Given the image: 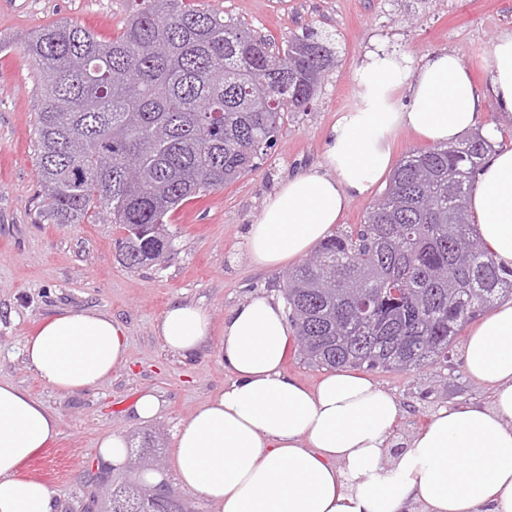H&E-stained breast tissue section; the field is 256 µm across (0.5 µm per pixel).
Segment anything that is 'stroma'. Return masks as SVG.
Instances as JSON below:
<instances>
[{
	"mask_svg": "<svg viewBox=\"0 0 512 512\" xmlns=\"http://www.w3.org/2000/svg\"><path fill=\"white\" fill-rule=\"evenodd\" d=\"M225 18L282 43L308 30L333 34L339 62L326 72L305 110L289 113L279 140L258 169L223 189L189 200L170 218L172 249L165 262L143 269L123 265L120 225L44 223L37 176L35 127L42 96L23 44L45 25L70 21L99 39L120 33L136 0H0V381L27 390L59 419L60 458L25 462L21 472L46 483L57 512H87L102 459L97 443L115 431L134 445L155 437L162 470L171 466L173 434L228 379L220 356L224 316L251 290L276 288L279 271H257L244 228L285 175L305 171L323 155L337 113L356 107L355 67L374 43L407 53L414 65L455 50L473 83L487 88L492 45L512 32V0H195ZM188 303L207 311L212 336L195 352L169 350L156 334L166 310ZM98 311L128 336L126 364L99 386L60 393L43 385L21 353L23 340L64 311ZM373 378L407 409L409 433L440 405L485 403L490 392L470 380L460 343L447 362L420 372L373 371ZM155 394L161 412L141 423L128 408Z\"/></svg>",
	"mask_w": 512,
	"mask_h": 512,
	"instance_id": "35a3bbf8",
	"label": "stroma"
}]
</instances>
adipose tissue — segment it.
Masks as SVG:
<instances>
[{"mask_svg": "<svg viewBox=\"0 0 512 512\" xmlns=\"http://www.w3.org/2000/svg\"><path fill=\"white\" fill-rule=\"evenodd\" d=\"M360 103L338 113L321 161L282 178L245 228L250 263L270 270L304 261L348 204L371 192L391 163V139L412 131L454 144L480 127L486 103L512 115V33L492 48L488 90L473 85L452 50L413 67L378 46L353 72ZM470 210L484 247L512 269V150L486 154ZM164 345L195 351L212 333L208 313L174 304L156 326ZM292 338L284 302L255 291L224 316L221 357L228 379L181 424L173 442L182 489L216 512H512V301L467 331L466 373L491 390L486 403L442 405L407 438L402 407L355 368L323 375L315 388L282 363ZM124 327L102 312H62L26 337L27 365L51 389L94 388L126 356ZM59 435V420L18 386L0 381V512H54L42 481L22 463Z\"/></svg>", "mask_w": 512, "mask_h": 512, "instance_id": "adipose-tissue-1", "label": "adipose tissue"}]
</instances>
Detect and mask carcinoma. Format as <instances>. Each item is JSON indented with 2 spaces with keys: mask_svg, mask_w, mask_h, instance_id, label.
Segmentation results:
<instances>
[{
  "mask_svg": "<svg viewBox=\"0 0 512 512\" xmlns=\"http://www.w3.org/2000/svg\"><path fill=\"white\" fill-rule=\"evenodd\" d=\"M24 50L39 74L35 131L41 216L125 231L129 268L160 264L172 211L235 182L273 149L285 117L305 108L336 63L335 39L310 32L278 46L192 0H141L110 41L77 24L39 31ZM488 148L478 133L412 150L364 223L321 244L279 284L305 362L407 372L448 358L464 326L512 296L469 212ZM402 282V301L384 282ZM106 512H189L165 488L113 484Z\"/></svg>",
  "mask_w": 512,
  "mask_h": 512,
  "instance_id": "cac0c4a2",
  "label": "carcinoma"
}]
</instances>
